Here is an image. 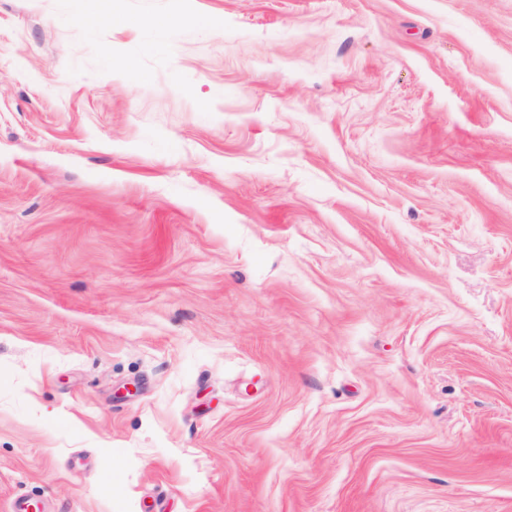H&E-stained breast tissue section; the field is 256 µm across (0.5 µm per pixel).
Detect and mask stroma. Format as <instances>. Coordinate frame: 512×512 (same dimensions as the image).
I'll return each mask as SVG.
<instances>
[{
    "label": "stroma",
    "instance_id": "obj_1",
    "mask_svg": "<svg viewBox=\"0 0 512 512\" xmlns=\"http://www.w3.org/2000/svg\"><path fill=\"white\" fill-rule=\"evenodd\" d=\"M117 5L0 0V512H512V0Z\"/></svg>",
    "mask_w": 512,
    "mask_h": 512
}]
</instances>
